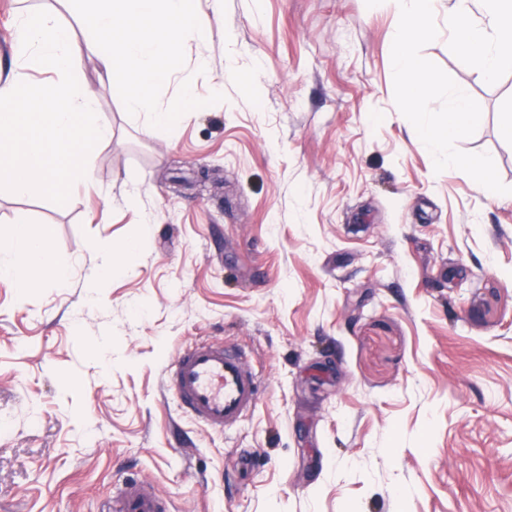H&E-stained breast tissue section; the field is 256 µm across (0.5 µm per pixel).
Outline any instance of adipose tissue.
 <instances>
[{"label":"adipose tissue","instance_id":"1","mask_svg":"<svg viewBox=\"0 0 512 512\" xmlns=\"http://www.w3.org/2000/svg\"><path fill=\"white\" fill-rule=\"evenodd\" d=\"M50 241L47 231L33 236L19 224L0 227V275L12 280L23 294L38 287V280L31 276L35 270L46 272L58 287H65L69 272L54 256Z\"/></svg>","mask_w":512,"mask_h":512}]
</instances>
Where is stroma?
I'll return each instance as SVG.
<instances>
[{
    "label": "stroma",
    "mask_w": 512,
    "mask_h": 512,
    "mask_svg": "<svg viewBox=\"0 0 512 512\" xmlns=\"http://www.w3.org/2000/svg\"><path fill=\"white\" fill-rule=\"evenodd\" d=\"M199 8L209 38L186 39L160 105L186 80L223 102L150 133L85 60L112 125L95 190H0V225L50 229L69 271L23 296L0 277V512H102L131 476L171 512H512V73L488 84L444 36L422 50L481 107L456 146L510 188L482 195L435 172L398 110L384 0ZM39 9L82 37L62 0H0V69L17 15ZM131 241L88 287L100 245ZM198 339L250 349L264 380L227 432L163 391Z\"/></svg>",
    "instance_id": "1"
}]
</instances>
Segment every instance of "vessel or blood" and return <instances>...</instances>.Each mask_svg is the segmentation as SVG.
I'll return each mask as SVG.
<instances>
[{
    "label": "vessel or blood",
    "mask_w": 512,
    "mask_h": 512,
    "mask_svg": "<svg viewBox=\"0 0 512 512\" xmlns=\"http://www.w3.org/2000/svg\"><path fill=\"white\" fill-rule=\"evenodd\" d=\"M261 382L246 350L217 341L181 350L164 377L177 409L215 432L236 426L254 411ZM104 512H165V499L148 480H126L114 487Z\"/></svg>",
    "instance_id": "1"
}]
</instances>
